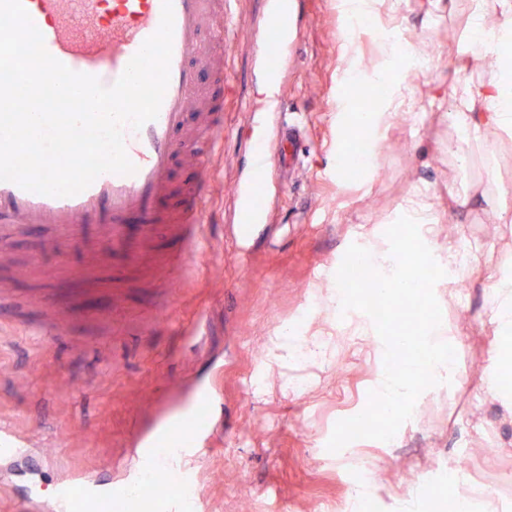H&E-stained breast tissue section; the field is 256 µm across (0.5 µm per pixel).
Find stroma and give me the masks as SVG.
Here are the masks:
<instances>
[{"label": "stroma", "instance_id": "stroma-1", "mask_svg": "<svg viewBox=\"0 0 512 512\" xmlns=\"http://www.w3.org/2000/svg\"><path fill=\"white\" fill-rule=\"evenodd\" d=\"M472 0H372L378 23H394L409 42L428 39L436 66L414 74L407 59L386 66L382 46L365 47L347 25L345 0H304L299 36L284 74L289 110L298 112L295 148L303 167L262 190L269 232L238 251L236 185L249 172L252 144L278 137L253 123L266 92L254 63V34L264 0H233L225 28L224 141L215 150L203 248L166 287L160 257L177 242L165 230L145 258L130 265L102 254L96 276L60 291L59 273L29 264L56 226L17 224L0 250V426L24 437L29 455L0 463V512H21L35 495L44 512H80L56 501L61 481L91 474L118 482L157 420L203 379L214 380L212 445L190 469L203 512H448L449 496L468 495L472 512H512V335L485 297L512 277V133L492 127L460 134L448 119L455 88L489 80L494 68L477 52ZM387 68L405 96V114L389 113L371 130L367 175L349 180L353 113L369 84L347 85L352 61ZM422 196L434 227L423 241L434 256L463 247L473 258L466 294L435 284L442 312L438 335L458 353L465 380L443 378L417 399L388 442L361 439L326 449L335 424L360 413L384 372L385 347L368 315L336 309L335 274L347 248L388 252L385 231ZM494 206L480 204L481 196ZM167 320L154 326L157 304ZM117 306L125 322H82L86 309ZM73 328L50 339L22 325L30 308ZM321 341L318 359L297 362L280 333ZM471 449L473 467L456 482V459ZM376 472L355 497L356 469ZM454 482L452 495L439 481ZM501 485L492 499L480 482Z\"/></svg>", "mask_w": 512, "mask_h": 512}]
</instances>
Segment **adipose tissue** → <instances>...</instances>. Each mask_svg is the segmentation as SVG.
Segmentation results:
<instances>
[{"mask_svg":"<svg viewBox=\"0 0 512 512\" xmlns=\"http://www.w3.org/2000/svg\"><path fill=\"white\" fill-rule=\"evenodd\" d=\"M456 102L453 118L463 129L512 128V69L485 82L460 85Z\"/></svg>","mask_w":512,"mask_h":512,"instance_id":"ef3b65f1","label":"adipose tissue"}]
</instances>
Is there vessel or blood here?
Wrapping results in <instances>:
<instances>
[{"label":"vessel or blood","instance_id":"b4317fda","mask_svg":"<svg viewBox=\"0 0 512 512\" xmlns=\"http://www.w3.org/2000/svg\"><path fill=\"white\" fill-rule=\"evenodd\" d=\"M227 0H172L173 37L170 80L159 114L140 130L125 129L124 140L134 173H104L72 196H48L0 181V248L10 240L14 224H54L63 245H50L36 256L43 265L64 264L79 274L80 255L108 251L138 263L155 225L169 224L183 244L168 261L169 275L179 274L200 249V228L212 191L208 151L224 135V22ZM41 32L48 53L77 73L95 76L102 85L115 83L146 39L161 22L163 0H23ZM297 0H266L268 22L254 38L261 73H268L267 49L287 51L294 43ZM212 74L214 85L202 81ZM196 110L201 122L188 130L186 112ZM195 171L193 184L171 201L170 174L176 159ZM282 172L299 169L295 151L271 153L264 144L252 150L247 179L236 187L241 223L235 228L240 248H247L248 225L265 220L256 185L266 183L272 165Z\"/></svg>","mask_w":512,"mask_h":512}]
</instances>
